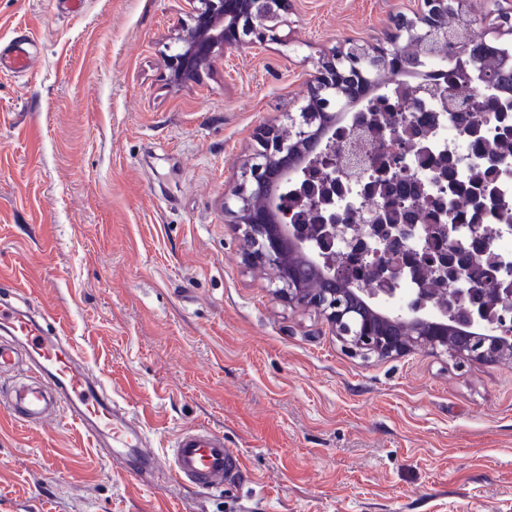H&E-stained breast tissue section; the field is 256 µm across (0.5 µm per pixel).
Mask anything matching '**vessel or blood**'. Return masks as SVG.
<instances>
[{
    "label": "vessel or blood",
    "mask_w": 512,
    "mask_h": 512,
    "mask_svg": "<svg viewBox=\"0 0 512 512\" xmlns=\"http://www.w3.org/2000/svg\"><path fill=\"white\" fill-rule=\"evenodd\" d=\"M21 358L26 359L31 375L14 390L6 406L14 422L39 424L65 410L94 447L134 449L125 468L139 478L220 490L242 474L241 460L225 448L223 435L200 425L174 435L169 464L160 466L153 451L142 445V421L113 406L104 383L94 380L85 368L59 314L35 305L31 290L17 283L11 298L0 301V369L14 367Z\"/></svg>",
    "instance_id": "1"
}]
</instances>
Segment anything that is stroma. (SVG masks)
Listing matches in <instances>:
<instances>
[{"instance_id": "35a3bbf8", "label": "stroma", "mask_w": 512, "mask_h": 512, "mask_svg": "<svg viewBox=\"0 0 512 512\" xmlns=\"http://www.w3.org/2000/svg\"><path fill=\"white\" fill-rule=\"evenodd\" d=\"M423 0H284L276 31L169 82L188 0H0V270L35 284L112 398L165 456L181 428L224 436L246 475L220 491L105 465L66 417L9 421L26 364L0 370V512H512V361L351 356L272 293L226 204L264 126L287 129L323 58L386 45ZM512 0H461L512 43Z\"/></svg>"}]
</instances>
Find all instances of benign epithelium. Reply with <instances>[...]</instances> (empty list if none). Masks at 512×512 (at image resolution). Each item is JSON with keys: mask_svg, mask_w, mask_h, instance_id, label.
Masks as SVG:
<instances>
[{"mask_svg": "<svg viewBox=\"0 0 512 512\" xmlns=\"http://www.w3.org/2000/svg\"><path fill=\"white\" fill-rule=\"evenodd\" d=\"M193 24L185 28L173 45L167 47L165 66L174 84L193 81L209 64L212 54L222 49H244L255 43L268 28L273 0H192ZM457 0H424L426 10L411 21L398 24V36L414 42L441 39L448 30V14ZM400 54L399 47L383 52L384 59L365 47L352 45L334 53L321 63L310 84L309 103L318 100L326 106L342 98L351 100L368 88L367 73L389 67ZM470 66L478 80L477 93L459 112L449 117L463 138L474 129L475 115L486 113L485 101L492 96L494 77L481 67V51H470ZM423 103L414 98L397 104L390 113V135H398L399 126L422 111ZM309 107L292 119L288 137L275 126L267 127L263 150L250 166L251 185L237 198L241 242L248 257L277 272L274 293L288 302L317 310L332 333L351 353L362 358L389 357L421 347L436 353L451 352L469 360L492 361L512 357V268H498L500 280L494 287L467 288L473 277V252H488L492 243L481 232V222L469 225V240L448 239L428 262L434 270L456 287L454 294L436 288H400L407 277H417L421 255L406 246L415 228L414 206L404 209L402 223L377 229L385 235L384 247L368 249L358 239L349 240L345 230L351 214L332 215L322 225L324 237L305 232V225L290 224L291 214L279 210L282 185L298 175L292 167L300 151L316 153L322 142L319 133L336 125V113H321L320 126L308 119ZM395 153L374 156L370 165L377 176H395ZM338 239L347 246L352 262L344 267H329L321 272L322 287L309 285L310 274L324 259L325 243ZM374 267L375 277L387 287L366 288L360 270Z\"/></svg>", "mask_w": 512, "mask_h": 512, "instance_id": "7a95c632", "label": "benign epithelium"}]
</instances>
